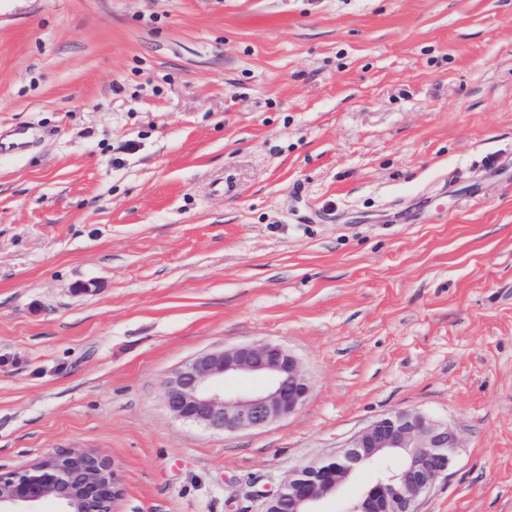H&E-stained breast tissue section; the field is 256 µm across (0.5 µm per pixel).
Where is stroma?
I'll use <instances>...</instances> for the list:
<instances>
[{"mask_svg": "<svg viewBox=\"0 0 512 512\" xmlns=\"http://www.w3.org/2000/svg\"><path fill=\"white\" fill-rule=\"evenodd\" d=\"M0 470L112 459L118 512L261 492L411 409L462 446L418 512H512V0H0ZM311 391L221 433L198 354ZM257 376L262 385L229 389L226 381ZM310 394L299 359L284 347L256 342L202 354L183 365L164 387L175 417L221 432L264 427L295 413Z\"/></svg>", "mask_w": 512, "mask_h": 512, "instance_id": "obj_1", "label": "stroma"}]
</instances>
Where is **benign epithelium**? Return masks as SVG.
Instances as JSON below:
<instances>
[{"mask_svg": "<svg viewBox=\"0 0 512 512\" xmlns=\"http://www.w3.org/2000/svg\"><path fill=\"white\" fill-rule=\"evenodd\" d=\"M257 376L262 385L232 390L226 381ZM310 394L299 359L284 347L256 342L202 354L164 387L175 417L221 432L264 427L295 413ZM457 433L426 413L398 410L355 435L336 452L295 469L272 492L262 512H321L360 470L380 462L376 479L347 512H418L417 504L447 475ZM122 496L114 462L73 448L14 471H0V512H115Z\"/></svg>", "mask_w": 512, "mask_h": 512, "instance_id": "obj_1", "label": "benign epithelium"}]
</instances>
